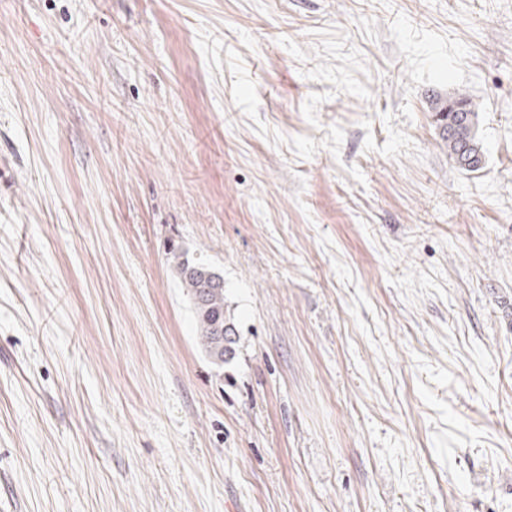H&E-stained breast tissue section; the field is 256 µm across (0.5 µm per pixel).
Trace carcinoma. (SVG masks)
Returning <instances> with one entry per match:
<instances>
[{
    "label": "carcinoma",
    "mask_w": 512,
    "mask_h": 512,
    "mask_svg": "<svg viewBox=\"0 0 512 512\" xmlns=\"http://www.w3.org/2000/svg\"><path fill=\"white\" fill-rule=\"evenodd\" d=\"M434 117L456 167L466 172L481 170L484 153L476 135L474 99L465 92L450 93ZM176 270L193 304L198 343L210 363L221 368L235 358L237 345L235 324L226 316L224 277L184 254L178 257Z\"/></svg>",
    "instance_id": "cac0c4a2"
}]
</instances>
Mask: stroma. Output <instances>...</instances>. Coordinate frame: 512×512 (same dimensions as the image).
<instances>
[{"label":"stroma","instance_id":"stroma-1","mask_svg":"<svg viewBox=\"0 0 512 512\" xmlns=\"http://www.w3.org/2000/svg\"><path fill=\"white\" fill-rule=\"evenodd\" d=\"M0 512H512V0H0ZM434 117L456 167L466 172L481 170L484 153L476 135L478 105L474 99L465 92L448 93ZM174 257L178 259L176 270L181 284L193 304L198 343L210 363L224 367L235 358L237 345L235 324L225 315L224 277L185 254ZM226 326L221 335V328Z\"/></svg>","mask_w":512,"mask_h":512}]
</instances>
